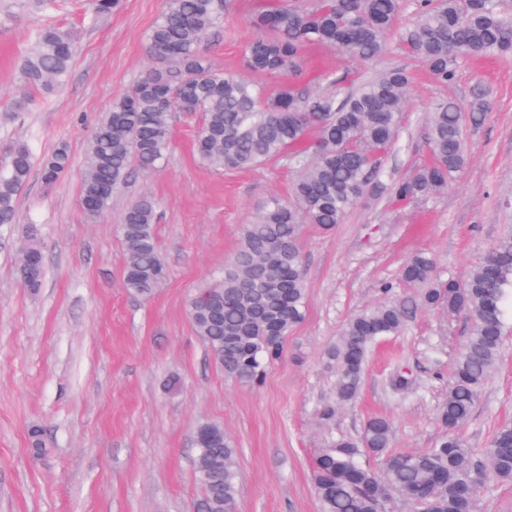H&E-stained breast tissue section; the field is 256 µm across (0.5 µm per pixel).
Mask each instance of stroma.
Instances as JSON below:
<instances>
[{"label": "stroma", "mask_w": 512, "mask_h": 512, "mask_svg": "<svg viewBox=\"0 0 512 512\" xmlns=\"http://www.w3.org/2000/svg\"><path fill=\"white\" fill-rule=\"evenodd\" d=\"M167 2L120 0L97 18L89 0H58L53 10L42 0H0V165L19 144L36 164L18 196V223L0 226V512H194L201 488L193 438L204 421L222 426L237 448L236 512H322L313 460L336 440L358 437L369 417L393 420L397 453L441 438L440 407L470 332L464 317L416 310L398 335L377 342L357 400L339 406L327 352L345 323L379 303L382 288L406 293L401 269L413 254H432L441 278L462 280L512 224V57L462 62L443 85L398 47L365 62L308 48L294 71L260 76V84L313 90L330 72L348 86L397 67L411 76L408 102L380 160L384 190L367 194L331 231L301 227L307 306L283 357L260 385L228 379L188 305L231 259L241 226L271 197L288 196L294 171L278 162L237 172L200 166L193 144L201 117L180 113L161 168H132L96 219L79 204L96 126L149 65L147 34ZM276 2L224 0V23L203 44L211 62L246 75L243 50L254 35L247 19ZM49 26L68 30L76 53L65 84L46 94L24 84L21 65L34 31ZM479 83L490 91L489 108L484 122L464 126L468 167L440 195L394 202L389 184L431 159L430 112L446 98L468 106ZM27 96L34 106L14 111ZM59 147L71 166L48 189L37 164ZM145 193L158 203L155 231L168 271L148 299L124 286L119 232L125 209ZM31 224L45 266L34 291L14 276ZM506 322L497 368L460 430L470 448H490L497 427L512 424V309ZM399 368L417 393L391 394L388 378ZM33 424L44 430L41 454L29 445Z\"/></svg>", "instance_id": "obj_1"}]
</instances>
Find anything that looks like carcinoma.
<instances>
[{
    "label": "carcinoma",
    "instance_id": "cac0c4a2",
    "mask_svg": "<svg viewBox=\"0 0 512 512\" xmlns=\"http://www.w3.org/2000/svg\"><path fill=\"white\" fill-rule=\"evenodd\" d=\"M405 7L416 21L397 30ZM222 20L217 0H169L147 34L152 64L97 125L86 156L80 206L94 220L108 206L102 186L125 182L134 163L143 170L157 168L166 158L170 120L178 112L201 115L196 151L199 162L210 169H253L272 161L294 169L291 200L271 198L242 226L223 276L189 306L195 331L217 367L232 380L256 384L281 358L288 331L304 317L301 225L334 229L369 185L378 182L380 156L397 136L410 80L404 70L388 68L356 88L342 87L328 74L324 89L304 92L284 83L266 94L254 81L214 66L202 52L204 39ZM249 23L256 36L245 48V64L266 75L296 67L310 45L367 61L384 56L394 39L443 85L454 80L467 59L512 54V15L499 0H316L306 8L281 0ZM74 52L67 31L38 30L22 66L25 84L45 93L57 89L67 78ZM487 108V91L477 85L468 106L471 121L479 123ZM427 144L431 162L392 184L395 200L441 193L467 167L463 113L456 102L443 101L430 113ZM69 165L64 148L47 155L41 162L45 185H54ZM31 169L29 149L16 146L0 170V226L16 223L17 197ZM155 218V200L142 195L127 207L121 224L124 287L143 298L151 297L167 275ZM21 250L25 259L17 263L15 276L35 290L45 273L38 233L29 231ZM401 276L416 293L354 315L330 351L335 401L345 405L356 400L371 348L381 337L399 334L412 310L464 314L471 329L441 406L444 434L432 448L386 456L377 472L357 462L359 449L385 453L394 427L384 416L368 419L357 438L340 439L314 461L322 512H382L393 495L414 512H473L488 477L512 481L511 424L496 430L485 452L466 447L459 435L498 364L505 302L512 292V230L460 283L439 279L434 259L423 252L406 261ZM197 431L219 441L196 448L202 494L194 512H228L237 496L236 449L215 423L202 422Z\"/></svg>",
    "mask_w": 512,
    "mask_h": 512
}]
</instances>
